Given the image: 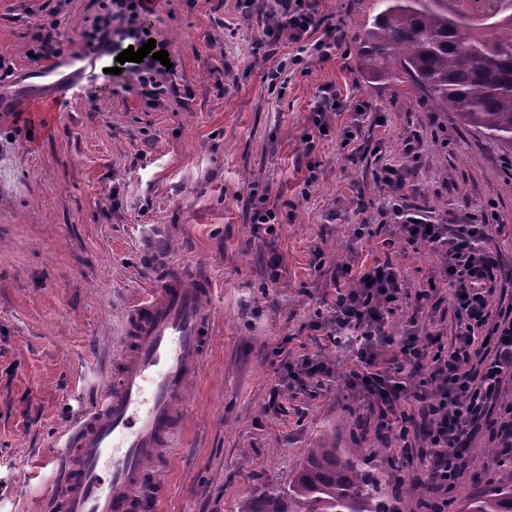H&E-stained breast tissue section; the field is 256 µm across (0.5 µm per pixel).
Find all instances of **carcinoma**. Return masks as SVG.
<instances>
[{
	"label": "carcinoma",
	"instance_id": "obj_1",
	"mask_svg": "<svg viewBox=\"0 0 512 512\" xmlns=\"http://www.w3.org/2000/svg\"><path fill=\"white\" fill-rule=\"evenodd\" d=\"M471 16L441 0H378L359 38L371 79L409 85L441 112L512 147V0H484ZM361 447L310 448L285 485L255 490L238 512H395ZM463 512H512V484L466 498Z\"/></svg>",
	"mask_w": 512,
	"mask_h": 512
}]
</instances>
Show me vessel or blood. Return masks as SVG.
<instances>
[{
	"instance_id": "b4317fda",
	"label": "vessel or blood",
	"mask_w": 512,
	"mask_h": 512,
	"mask_svg": "<svg viewBox=\"0 0 512 512\" xmlns=\"http://www.w3.org/2000/svg\"><path fill=\"white\" fill-rule=\"evenodd\" d=\"M211 282L166 268L130 312L111 381L57 457L51 512H136L151 462L170 447L213 334Z\"/></svg>"
}]
</instances>
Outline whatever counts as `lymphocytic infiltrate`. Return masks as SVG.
<instances>
[{
    "mask_svg": "<svg viewBox=\"0 0 512 512\" xmlns=\"http://www.w3.org/2000/svg\"><path fill=\"white\" fill-rule=\"evenodd\" d=\"M281 2L282 22L264 35L273 43L284 35L300 41L315 25L317 6L313 0ZM401 231L411 245L435 247L447 236L455 238L444 268L456 318L451 343L412 331L398 339L387 335L385 313L399 301L402 288L392 268L381 262L367 267L351 287L337 289L330 323L337 336L357 345L346 386L367 399L377 430L396 432L399 455L424 465L427 487L437 493L443 510L470 453L466 431L492 410L505 375L512 374V310L495 323L487 321L496 267L483 246L488 225L461 224L452 231L409 215ZM482 327L488 339L480 343L475 332ZM414 417L425 443L420 451L408 441Z\"/></svg>",
    "mask_w": 512,
    "mask_h": 512,
    "instance_id": "1",
    "label": "lymphocytic infiltrate"
}]
</instances>
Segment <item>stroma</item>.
Returning <instances> with one entry per match:
<instances>
[{
    "label": "stroma",
    "instance_id": "stroma-1",
    "mask_svg": "<svg viewBox=\"0 0 512 512\" xmlns=\"http://www.w3.org/2000/svg\"><path fill=\"white\" fill-rule=\"evenodd\" d=\"M99 12L100 0H0V512H48L65 435L109 380L129 309L171 263L210 277L214 334L174 445L142 488L151 512H237L254 487L288 483L307 449L357 443L377 449L368 467L397 512H422V465L393 460L395 438L368 423L366 400L345 385L354 354L327 321L337 289L386 261L404 289L389 335L451 341L442 257L406 245L404 214L490 225L489 310L512 308V148L360 72L377 0H318L319 25L275 45L261 32L277 24L278 0H143L133 18H113L111 53L128 49L131 28L171 64L148 56L118 75L81 36ZM331 24L341 38L323 55L315 45ZM43 36L59 64L51 78L30 56ZM148 76L160 98L146 94ZM326 89L337 108L322 134L312 113ZM388 167L400 183L385 182ZM263 209L276 220L260 236ZM305 355L332 376L285 389L265 411L284 363ZM467 442L448 512L512 483V454H483L486 423Z\"/></svg>",
    "mask_w": 512,
    "mask_h": 512
}]
</instances>
